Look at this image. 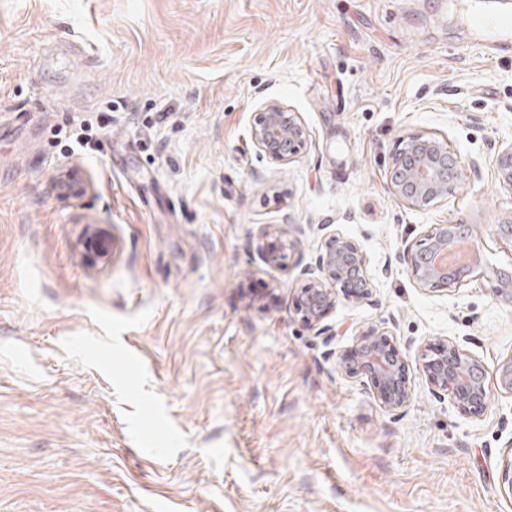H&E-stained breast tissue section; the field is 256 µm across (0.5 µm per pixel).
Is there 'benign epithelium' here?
<instances>
[{
    "label": "benign epithelium",
    "mask_w": 512,
    "mask_h": 512,
    "mask_svg": "<svg viewBox=\"0 0 512 512\" xmlns=\"http://www.w3.org/2000/svg\"><path fill=\"white\" fill-rule=\"evenodd\" d=\"M308 131L296 113L279 104H268L258 112L251 139L257 149L277 164L291 162L308 141ZM403 148L390 170V185L398 200L415 209H425L447 198L448 191L464 176L462 158L448 150L440 140L425 135L402 140ZM497 179L501 188L512 193V144L496 157ZM315 267L305 272L307 282L297 292L295 311L300 320L320 336H333L325 320L336 309L340 298L361 300L372 293L373 278L366 255L344 233L329 225ZM265 254L269 261L285 259V244L266 234ZM475 238L473 226L437 224L418 239L405 244L400 260L407 266L416 284L431 291H451L467 278H484L488 271L481 260V246L474 244L476 257L463 269L449 271L437 263V255L454 239ZM493 298L504 309L512 308V271L493 272ZM339 372L360 380L387 412L405 408L411 400L407 357L394 333L386 326L362 332L354 350L342 356ZM421 370L427 383L438 394L448 395L459 411L478 414L490 400L488 369L481 362L462 353L449 340H439L423 354ZM494 379L500 392L512 394V357L503 360Z\"/></svg>",
    "instance_id": "7a95c632"
}]
</instances>
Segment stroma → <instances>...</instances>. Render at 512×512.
Here are the masks:
<instances>
[{"label":"stroma","instance_id":"1","mask_svg":"<svg viewBox=\"0 0 512 512\" xmlns=\"http://www.w3.org/2000/svg\"><path fill=\"white\" fill-rule=\"evenodd\" d=\"M270 102L309 132L286 164L251 140ZM414 134L467 163L426 209L389 183ZM510 144L512 57L449 0H0V512H512V396L466 415L421 372L437 339L512 357V311L398 260L461 221L512 265ZM322 224L374 278L329 342L292 305ZM382 324L410 366L397 413L337 369ZM495 166L500 187L512 194V144L498 152Z\"/></svg>","mask_w":512,"mask_h":512}]
</instances>
